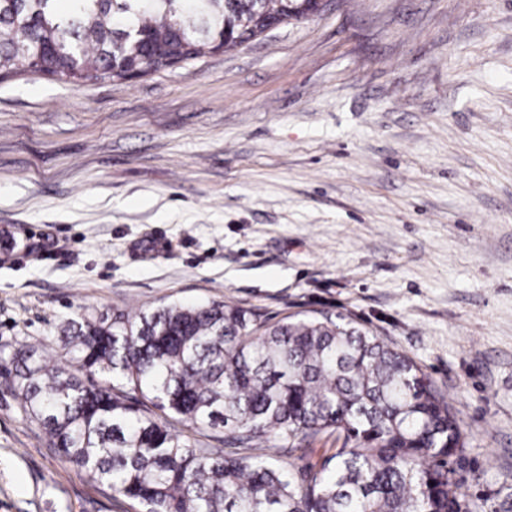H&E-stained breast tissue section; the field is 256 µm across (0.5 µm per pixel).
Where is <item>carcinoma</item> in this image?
<instances>
[{
  "label": "carcinoma",
  "mask_w": 512,
  "mask_h": 512,
  "mask_svg": "<svg viewBox=\"0 0 512 512\" xmlns=\"http://www.w3.org/2000/svg\"><path fill=\"white\" fill-rule=\"evenodd\" d=\"M317 0H0V81L22 65L125 81L241 45ZM9 356L49 446L139 512H468L465 433L431 376L360 323L222 301L82 314ZM224 431V447L200 442ZM340 448L296 476L264 451Z\"/></svg>",
  "instance_id": "obj_1"
}]
</instances>
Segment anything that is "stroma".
Returning <instances> with one entry per match:
<instances>
[{
    "label": "stroma",
    "mask_w": 512,
    "mask_h": 512,
    "mask_svg": "<svg viewBox=\"0 0 512 512\" xmlns=\"http://www.w3.org/2000/svg\"><path fill=\"white\" fill-rule=\"evenodd\" d=\"M0 512H134L49 448L7 354L91 312L224 301L354 317L466 434L512 512V0H328L121 82H0ZM336 438L271 449L318 470Z\"/></svg>",
    "instance_id": "obj_1"
}]
</instances>
